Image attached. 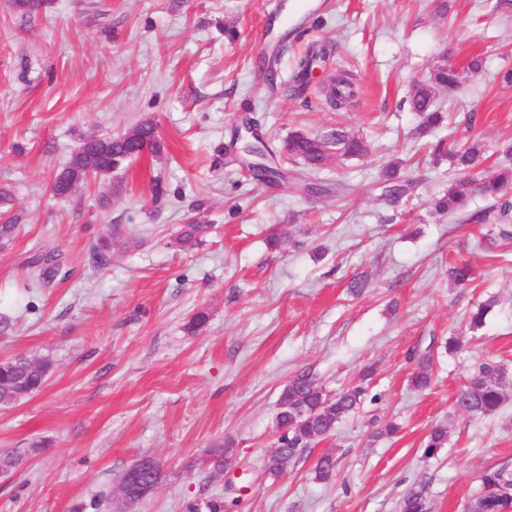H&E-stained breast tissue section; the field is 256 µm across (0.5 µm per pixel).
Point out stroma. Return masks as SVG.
<instances>
[{"label":"stroma","mask_w":512,"mask_h":512,"mask_svg":"<svg viewBox=\"0 0 512 512\" xmlns=\"http://www.w3.org/2000/svg\"><path fill=\"white\" fill-rule=\"evenodd\" d=\"M300 2L54 0L27 23L0 0V185L20 217L0 250L9 323L0 359H54L40 392L0 409V450L46 443L0 479V512H77L94 500L109 512L123 472L145 456L163 480L130 512H182L217 493L226 512H398L418 486L431 512H463L482 470L512 465V377L495 414L454 405L481 362L512 374V243L482 242V226L433 206L465 178L448 157L463 144L481 143L488 166L512 164V83L502 80L512 70V0ZM307 53L317 61L302 83L297 60ZM267 54L272 83L257 65ZM444 61L460 84L436 89L448 120L422 137L408 96ZM340 71L356 96L337 110L320 88ZM247 116L279 151L296 130L362 139V156L289 167L351 193L308 197L253 182L224 153ZM146 118L164 151L119 172L124 190L109 205L105 178L53 197L79 135L118 136ZM397 158L414 184L393 205L377 178ZM191 222L209 232L184 251L175 237ZM108 234L102 265L93 245ZM47 252L67 277L29 288L31 260ZM458 261L473 269L463 286L448 282ZM358 278L367 284L354 296ZM490 299L485 323L469 332L471 307ZM202 309L208 324L187 333ZM433 336L462 337L463 348L438 351L431 385L413 388L406 352ZM303 370L330 395L367 377L371 399L273 477L264 466L277 400ZM389 424L394 434H384ZM437 425L448 442L424 457ZM220 445L230 450L224 472H186ZM325 453L338 460L329 483L312 472Z\"/></svg>","instance_id":"35a3bbf8"}]
</instances>
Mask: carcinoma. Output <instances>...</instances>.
<instances>
[{
    "label": "carcinoma",
    "mask_w": 512,
    "mask_h": 512,
    "mask_svg": "<svg viewBox=\"0 0 512 512\" xmlns=\"http://www.w3.org/2000/svg\"><path fill=\"white\" fill-rule=\"evenodd\" d=\"M52 0H12L15 12L24 20H31L45 13L51 7ZM459 83L456 71L445 65L434 69L430 83H419L410 92V104L413 111L421 115V131L433 132L443 121V113L435 108L434 88H454ZM323 93L332 102H344L353 95L351 84L339 79L323 88ZM148 144L150 151L159 154L164 145L157 137L152 120L141 121L132 131L120 136H82L78 146L71 152L64 166L55 175L58 191L72 194L76 187L96 179L97 169L107 167L116 173L123 169L133 158L139 156L142 144ZM344 156H361L366 148L361 140L336 129L326 135L313 136L301 131L291 133L287 142L288 154L309 168L321 167L331 149ZM264 162H248L253 170L255 182L273 186L285 180L288 172L271 165L274 157L271 147H265ZM484 162L482 147L474 141L454 156L455 166L464 171L477 169ZM402 162H391L380 171V183L388 188H403L398 175ZM512 187V166H503L492 175L481 179L479 192L493 201L482 210L468 211L470 192L467 183H456L448 187L442 196L434 201V209L453 217H463L471 223L488 228V234L501 240L512 239V203L505 200L506 192ZM19 217L11 211L0 212V248L5 249L13 242ZM205 224H185L177 236V242L183 249L198 245L206 233ZM37 268L38 278L46 280V271L59 267L57 257L52 253L37 255L32 261ZM472 278V268L466 262L454 263L448 267V279L456 285H462ZM491 310V303L480 302L469 313V330H478L485 322ZM443 347L450 354L462 347L459 336H450L444 345L437 343L432 336L427 345H416L407 353V359L414 365L410 384L414 388H426L431 384V373L435 351ZM54 368V361L48 355L29 358L15 356L0 365V405L13 402L17 391L22 389L33 395L40 390ZM505 368L497 362H483L470 373L457 393L456 406L471 415L487 416L494 413L504 401ZM368 397V390L362 384L348 387L334 396L324 392L313 374L303 371L288 380L279 395L277 426L282 453L272 454L266 461V471L277 476L283 471V456L293 459L300 449L308 448L314 442H320L332 436L338 423L347 415L356 411ZM448 441V432L441 426L434 427L424 443V455L432 457ZM230 449L219 447L210 451L203 461L204 467L213 472L224 470V460L229 458ZM142 478L148 483H160L162 467L152 457L139 459ZM336 471V459L330 454L319 456L314 465L315 478L320 482L330 481ZM512 468L506 465H492L485 468L480 476V486L473 499L465 505L464 512H512V482L509 476ZM184 512H225L226 505L221 495L212 496L202 502L191 501L183 505ZM400 512H430L425 490L413 488L402 499Z\"/></svg>",
    "instance_id": "cac0c4a2"
}]
</instances>
